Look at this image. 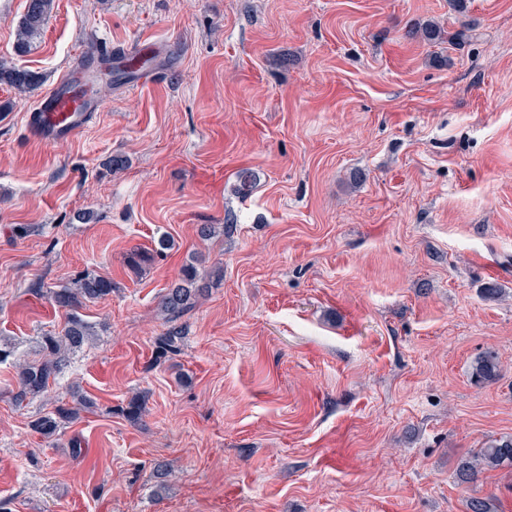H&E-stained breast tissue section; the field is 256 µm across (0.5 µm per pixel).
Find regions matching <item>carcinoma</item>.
<instances>
[{
	"instance_id": "cac0c4a2",
	"label": "carcinoma",
	"mask_w": 512,
	"mask_h": 512,
	"mask_svg": "<svg viewBox=\"0 0 512 512\" xmlns=\"http://www.w3.org/2000/svg\"><path fill=\"white\" fill-rule=\"evenodd\" d=\"M53 9V0H28L26 13L16 33V48L25 53L43 30ZM412 37H421L430 43H440L445 39L443 27L429 23L423 27L408 31ZM37 83V76L30 71L0 64V84L9 85L20 92L32 89ZM257 181V176L250 170H243L238 175L235 191L242 197L248 196ZM208 288L197 268L188 264L180 272L178 279L166 289L160 300V313L169 323L165 332L155 339L156 358H165L180 351L182 339L180 327L174 325L181 315L191 306L198 295ZM112 293V280L89 271L78 274L72 281L51 291V298L67 311V323L63 333L47 335L41 339L42 360L38 363L23 362L16 365V391L13 401L21 407L31 397L45 391L51 378L58 375L66 366L70 352L82 347L95 335L94 327L85 321L78 312L84 303L101 299ZM501 376L500 361L496 353L486 351L476 358L472 365L471 378L477 384L496 382ZM88 402L82 400L74 407L59 406L54 413L38 417L32 424L35 432L49 439L57 434L62 423L79 417ZM512 467V437L491 440L481 448L461 457L456 465L457 480L464 484L477 479L486 470L500 467ZM467 512H498L496 499L471 497L466 502Z\"/></svg>"
}]
</instances>
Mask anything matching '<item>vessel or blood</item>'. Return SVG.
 <instances>
[{
	"label": "vessel or blood",
	"instance_id": "1",
	"mask_svg": "<svg viewBox=\"0 0 512 512\" xmlns=\"http://www.w3.org/2000/svg\"><path fill=\"white\" fill-rule=\"evenodd\" d=\"M111 54V49L101 47L97 39H89L64 75L38 97L28 116V135L44 142H58L83 130L104 106L89 81L92 66Z\"/></svg>",
	"mask_w": 512,
	"mask_h": 512
}]
</instances>
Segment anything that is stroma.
<instances>
[{
  "label": "stroma",
  "instance_id": "stroma-1",
  "mask_svg": "<svg viewBox=\"0 0 512 512\" xmlns=\"http://www.w3.org/2000/svg\"><path fill=\"white\" fill-rule=\"evenodd\" d=\"M15 2L0 64L39 84L0 86V505L466 512L493 494L512 512V469L455 478L512 436V0H54L23 54ZM430 21L446 42L408 37ZM91 36L158 46L161 80L100 84L83 131L29 138L40 91ZM114 155L128 167L106 168ZM228 214L234 233L199 237ZM188 263L210 288L159 360V301ZM86 270L112 281L80 310L92 342L16 409V363L66 323L33 285ZM488 350L503 375L480 386L470 365ZM77 392L91 411L32 431Z\"/></svg>",
  "mask_w": 512,
  "mask_h": 512
}]
</instances>
